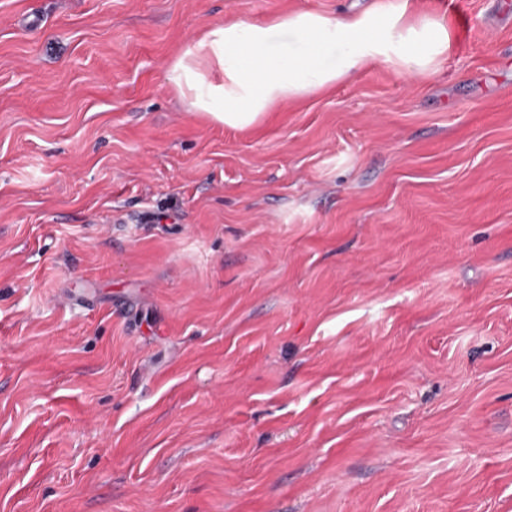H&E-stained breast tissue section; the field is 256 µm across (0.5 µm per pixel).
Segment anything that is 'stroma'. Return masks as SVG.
<instances>
[{
  "mask_svg": "<svg viewBox=\"0 0 512 512\" xmlns=\"http://www.w3.org/2000/svg\"><path fill=\"white\" fill-rule=\"evenodd\" d=\"M0 0V512H512V0L233 129L213 25Z\"/></svg>",
  "mask_w": 512,
  "mask_h": 512,
  "instance_id": "obj_1",
  "label": "stroma"
}]
</instances>
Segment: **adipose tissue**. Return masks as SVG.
<instances>
[{
    "mask_svg": "<svg viewBox=\"0 0 512 512\" xmlns=\"http://www.w3.org/2000/svg\"><path fill=\"white\" fill-rule=\"evenodd\" d=\"M277 30L288 41L273 49ZM450 47L446 25L409 19L408 0H377L360 13L300 9L271 25H215L171 66L167 80L192 111L245 127L276 103L329 88L367 63L393 57L422 74Z\"/></svg>",
    "mask_w": 512,
    "mask_h": 512,
    "instance_id": "1",
    "label": "adipose tissue"
}]
</instances>
